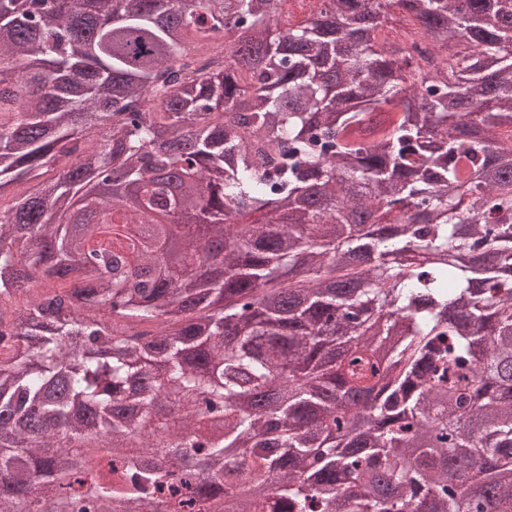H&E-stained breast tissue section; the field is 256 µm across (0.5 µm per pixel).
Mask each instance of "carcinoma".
<instances>
[{"label": "carcinoma", "mask_w": 512, "mask_h": 512, "mask_svg": "<svg viewBox=\"0 0 512 512\" xmlns=\"http://www.w3.org/2000/svg\"><path fill=\"white\" fill-rule=\"evenodd\" d=\"M224 2L0 0V512H512V0ZM179 210L223 258L175 283Z\"/></svg>", "instance_id": "cac0c4a2"}]
</instances>
